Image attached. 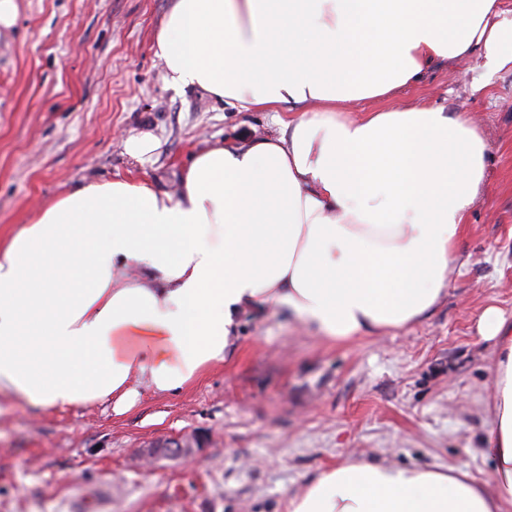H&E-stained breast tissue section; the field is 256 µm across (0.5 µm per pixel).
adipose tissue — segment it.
<instances>
[{
	"mask_svg": "<svg viewBox=\"0 0 512 512\" xmlns=\"http://www.w3.org/2000/svg\"><path fill=\"white\" fill-rule=\"evenodd\" d=\"M167 81L245 111L287 106L277 137L218 144L176 193L83 181L0 235V391L66 411L181 391L222 363L239 314L288 310L325 339L403 328L442 298L485 177L471 118L422 107L342 115L436 58L512 66L500 0H173L155 37ZM495 342L490 482L355 461L288 512H512V326Z\"/></svg>",
	"mask_w": 512,
	"mask_h": 512,
	"instance_id": "1",
	"label": "adipose tissue"
}]
</instances>
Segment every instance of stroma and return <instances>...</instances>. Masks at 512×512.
Here are the masks:
<instances>
[{"label":"stroma","instance_id":"35a3bbf8","mask_svg":"<svg viewBox=\"0 0 512 512\" xmlns=\"http://www.w3.org/2000/svg\"><path fill=\"white\" fill-rule=\"evenodd\" d=\"M0 32V231L32 222L83 178L176 191L193 156L276 136L269 112H239L170 85L154 55L171 0H17ZM464 112L487 148L485 179L455 244L454 271L423 320L329 342L287 312L244 310L222 365L188 388L142 389L110 405L55 411L0 394V512H288V499L355 459L452 466L481 482L495 345L485 309L512 322V68L436 60L394 98L350 99L358 117L396 105ZM152 134L133 161L126 140ZM200 437L189 459L144 451Z\"/></svg>","mask_w":512,"mask_h":512}]
</instances>
